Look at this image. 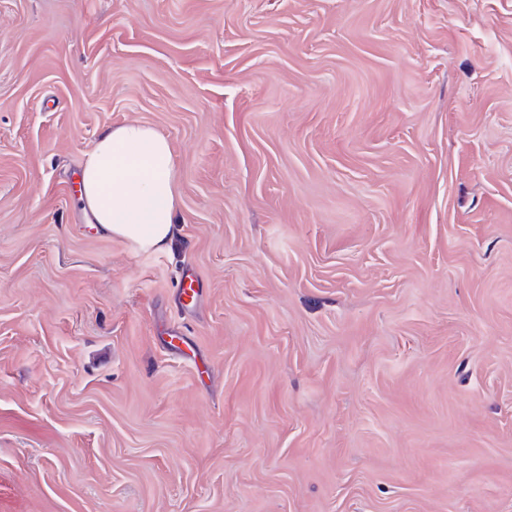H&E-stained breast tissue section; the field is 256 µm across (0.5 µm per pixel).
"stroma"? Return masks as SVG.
<instances>
[{
  "mask_svg": "<svg viewBox=\"0 0 512 512\" xmlns=\"http://www.w3.org/2000/svg\"><path fill=\"white\" fill-rule=\"evenodd\" d=\"M0 512H512V0H0ZM80 205L94 224L133 249L172 244L178 189L170 141L145 124L114 126L87 153Z\"/></svg>",
  "mask_w": 512,
  "mask_h": 512,
  "instance_id": "1",
  "label": "stroma"
}]
</instances>
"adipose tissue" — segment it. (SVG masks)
I'll list each match as a JSON object with an SVG mask.
<instances>
[{
	"instance_id": "ef3b65f1",
	"label": "adipose tissue",
	"mask_w": 512,
	"mask_h": 512,
	"mask_svg": "<svg viewBox=\"0 0 512 512\" xmlns=\"http://www.w3.org/2000/svg\"><path fill=\"white\" fill-rule=\"evenodd\" d=\"M80 182V205L104 233L138 251L169 249L178 189L166 137L136 121L110 128L87 153Z\"/></svg>"
}]
</instances>
